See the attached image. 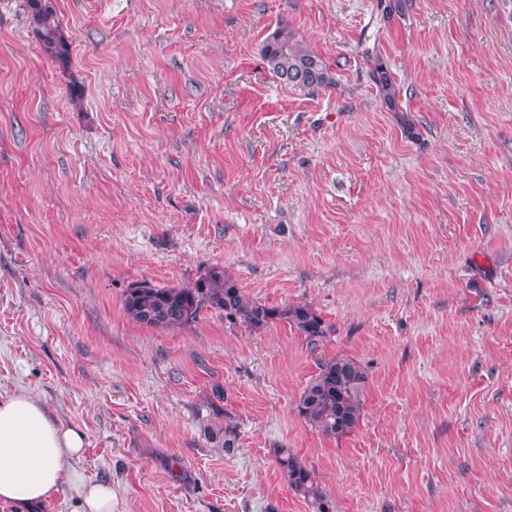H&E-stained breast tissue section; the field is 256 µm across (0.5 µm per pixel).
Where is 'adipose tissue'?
<instances>
[{"mask_svg": "<svg viewBox=\"0 0 512 512\" xmlns=\"http://www.w3.org/2000/svg\"><path fill=\"white\" fill-rule=\"evenodd\" d=\"M84 433L54 418L33 395L0 396V502L17 507L72 489L76 512H112V487L87 482L74 465Z\"/></svg>", "mask_w": 512, "mask_h": 512, "instance_id": "adipose-tissue-1", "label": "adipose tissue"}]
</instances>
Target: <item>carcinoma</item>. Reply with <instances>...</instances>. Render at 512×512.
<instances>
[{"mask_svg": "<svg viewBox=\"0 0 512 512\" xmlns=\"http://www.w3.org/2000/svg\"><path fill=\"white\" fill-rule=\"evenodd\" d=\"M30 19L38 33L43 51L65 65L70 59V43L59 28L56 0H26ZM262 55L269 69L287 86L320 92L334 83L330 65L318 53L307 48L295 32L277 27L266 39ZM371 79L382 105L390 112L400 111L396 81L382 62H377ZM123 309L132 321L156 330H168L197 322L205 310L214 311L230 324H240L253 333L284 322L303 337L309 351L318 350L330 326L321 313L306 303L269 305L246 299L237 280L224 268L206 269L189 286L159 287L148 281L125 290ZM368 371L358 361L343 356L322 359L318 373L309 379L296 403L298 416L311 428L329 439L352 434L363 415ZM282 475L295 493L311 500L314 512H334L332 502L319 492L309 471L288 448L276 452Z\"/></svg>", "mask_w": 512, "mask_h": 512, "instance_id": "obj_1", "label": "carcinoma"}]
</instances>
